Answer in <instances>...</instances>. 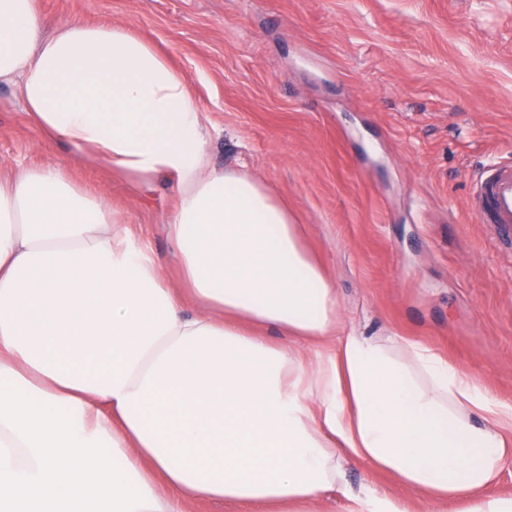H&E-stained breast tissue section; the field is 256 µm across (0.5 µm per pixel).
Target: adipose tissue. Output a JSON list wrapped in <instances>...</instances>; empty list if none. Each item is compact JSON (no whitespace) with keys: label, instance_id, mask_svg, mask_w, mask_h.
<instances>
[{"label":"adipose tissue","instance_id":"obj_1","mask_svg":"<svg viewBox=\"0 0 512 512\" xmlns=\"http://www.w3.org/2000/svg\"><path fill=\"white\" fill-rule=\"evenodd\" d=\"M0 84L134 188L174 179L163 232L184 282L166 285L104 193L44 168L0 180V512H256L330 492L343 512H407L344 484L345 461L430 512H512L487 493L512 405L424 345L341 332L302 225L212 165L203 109L152 43L80 19L49 32L36 0H0Z\"/></svg>","mask_w":512,"mask_h":512}]
</instances>
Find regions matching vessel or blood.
<instances>
[{"mask_svg":"<svg viewBox=\"0 0 512 512\" xmlns=\"http://www.w3.org/2000/svg\"><path fill=\"white\" fill-rule=\"evenodd\" d=\"M477 220L512 229V162H493L477 178L470 201Z\"/></svg>","mask_w":512,"mask_h":512,"instance_id":"b4317fda","label":"vessel or blood"}]
</instances>
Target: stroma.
Here are the masks:
<instances>
[{"instance_id":"35a3bbf8","label":"stroma","mask_w":512,"mask_h":512,"mask_svg":"<svg viewBox=\"0 0 512 512\" xmlns=\"http://www.w3.org/2000/svg\"><path fill=\"white\" fill-rule=\"evenodd\" d=\"M48 24L131 26L188 80L214 166L255 175L305 226L346 331L397 333L512 404V243L464 208L476 171L512 161V0H36ZM53 167L107 191L176 263L166 177L135 196L43 135L0 85V171ZM354 489L416 496L365 462Z\"/></svg>"}]
</instances>
